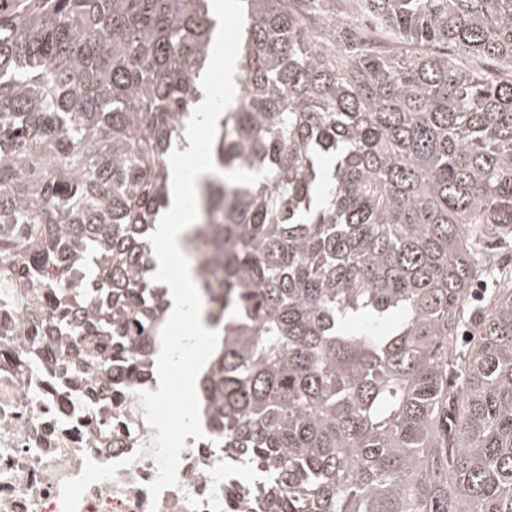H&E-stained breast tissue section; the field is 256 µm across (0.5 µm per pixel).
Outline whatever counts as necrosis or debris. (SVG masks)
I'll list each match as a JSON object with an SVG mask.
<instances>
[{"label":"necrosis or debris","mask_w":512,"mask_h":512,"mask_svg":"<svg viewBox=\"0 0 512 512\" xmlns=\"http://www.w3.org/2000/svg\"><path fill=\"white\" fill-rule=\"evenodd\" d=\"M35 318L26 302L0 308V512H253L206 414L205 440L185 439L178 486L151 500L155 431L138 393L153 377L111 384L91 349L58 373L73 339L29 335Z\"/></svg>","instance_id":"1"}]
</instances>
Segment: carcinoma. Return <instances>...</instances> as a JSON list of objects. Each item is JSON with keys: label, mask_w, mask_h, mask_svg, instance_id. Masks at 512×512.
Listing matches in <instances>:
<instances>
[{"label": "carcinoma", "mask_w": 512, "mask_h": 512, "mask_svg": "<svg viewBox=\"0 0 512 512\" xmlns=\"http://www.w3.org/2000/svg\"><path fill=\"white\" fill-rule=\"evenodd\" d=\"M243 0L236 96L181 246L218 332L200 390L260 512H512V0H360L435 52L341 48ZM218 26L209 0H0V263L121 380L172 306L149 241ZM495 253V263L484 267L483 275L476 280L470 289L468 303L477 304V301L486 296L493 288H499L496 264L510 262L512 264V237L507 240L499 241L492 246L480 245L476 251V259L481 263L486 253Z\"/></svg>", "instance_id": "obj_1"}]
</instances>
